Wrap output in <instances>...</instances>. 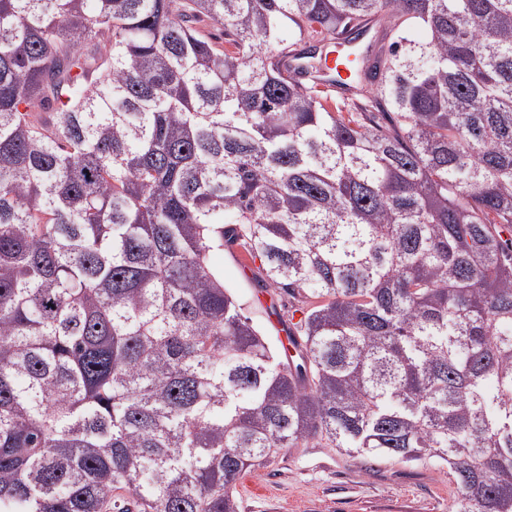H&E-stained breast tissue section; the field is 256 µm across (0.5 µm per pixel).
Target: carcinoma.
<instances>
[{
	"label": "carcinoma",
	"mask_w": 512,
	"mask_h": 512,
	"mask_svg": "<svg viewBox=\"0 0 512 512\" xmlns=\"http://www.w3.org/2000/svg\"><path fill=\"white\" fill-rule=\"evenodd\" d=\"M336 37L342 106L280 66ZM314 441L512 512V0H0V512H239ZM244 253L238 246H224V251L217 252L212 256L213 266L220 271L224 278V285L236 294L244 303V313L252 318L253 322L265 329L275 341L280 340V336H286V329L289 326L288 313L285 312V325L278 322V318L266 310L270 305V298L259 294L260 303L256 297V288L254 287V278L260 273V261H251V264L244 268L240 263V257Z\"/></svg>",
	"instance_id": "obj_1"
}]
</instances>
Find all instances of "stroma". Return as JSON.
I'll return each mask as SVG.
<instances>
[{
	"mask_svg": "<svg viewBox=\"0 0 512 512\" xmlns=\"http://www.w3.org/2000/svg\"><path fill=\"white\" fill-rule=\"evenodd\" d=\"M232 246L215 253L224 285L245 304L244 313L273 338L283 336L269 297H257L259 262L242 266ZM242 512H452L456 488L438 465L351 457L333 448H286L237 484Z\"/></svg>",
	"mask_w": 512,
	"mask_h": 512,
	"instance_id": "obj_1",
	"label": "stroma"
}]
</instances>
